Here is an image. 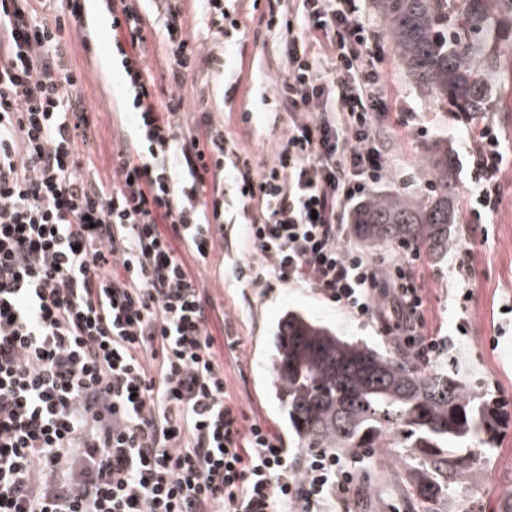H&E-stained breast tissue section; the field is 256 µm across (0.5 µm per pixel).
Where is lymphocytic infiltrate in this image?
I'll use <instances>...</instances> for the list:
<instances>
[{
	"label": "lymphocytic infiltrate",
	"mask_w": 512,
	"mask_h": 512,
	"mask_svg": "<svg viewBox=\"0 0 512 512\" xmlns=\"http://www.w3.org/2000/svg\"><path fill=\"white\" fill-rule=\"evenodd\" d=\"M142 2L112 0L135 133L107 187L82 176L93 125L60 52L80 0H0V512H331L352 471L324 451L294 465L246 422L179 250L207 264L232 180L249 256L239 279L310 289L423 361L453 344L427 331L418 249L373 257L346 243L352 209L390 173L375 33L362 0H301L296 17L269 8L288 131L255 168L211 112L180 123L182 98L155 92ZM154 7L181 79L206 57L183 31V0ZM468 144V221L486 225L505 147L492 122Z\"/></svg>",
	"instance_id": "1"
}]
</instances>
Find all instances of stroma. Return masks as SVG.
I'll list each match as a JSON object with an SVG mask.
<instances>
[{
	"instance_id": "35a3bbf8",
	"label": "stroma",
	"mask_w": 512,
	"mask_h": 512,
	"mask_svg": "<svg viewBox=\"0 0 512 512\" xmlns=\"http://www.w3.org/2000/svg\"><path fill=\"white\" fill-rule=\"evenodd\" d=\"M363 5L376 31L371 49L384 58L391 93L390 115L376 120L385 132L384 146L391 161V176L382 190L415 191L426 145L437 138L447 139L457 159L459 209L452 231L456 248H464L468 244L464 236L465 208L471 187L465 150L467 132L493 120L500 124L506 145L512 147V47L505 52L504 72L491 110L462 120L439 110L411 86L396 61L372 0H364ZM226 8L236 14L242 27L229 31L224 41L217 42L203 23L196 0H187L183 29L204 44L208 60L185 73L181 82H173L163 63L166 45L158 34L148 39L145 49L149 73L157 88L182 96L183 121H190L192 112L200 107H208L223 119L226 137L235 140L250 159L268 162L277 153L288 125V114L278 96L284 77L281 34L266 30L255 20L256 13L267 12L268 0H228ZM111 42V32L103 28L80 32L69 26L62 35L63 59L82 77L84 104L95 125L88 147L93 164L87 176L106 185L112 182L116 141L133 110L120 72L108 71L100 64ZM500 197V209L489 236L476 245L473 296L464 314L469 335L460 347L449 348L444 359L465 376L471 387L498 400L505 417L495 446L482 450L477 461L482 482L453 492L450 506L454 512H500L503 497L512 492V316L500 311L501 306H512V158L500 175ZM236 252L235 230L230 227L207 265H200L187 251L182 258L207 301L209 330L233 401L247 418L259 419L273 428L299 464L305 452L297 448L280 403L270 390L273 365L268 338L284 313L299 311L331 326L337 335L382 349L392 346L394 340L382 335L374 321L353 318L309 289L276 283L254 288L238 281L232 266ZM455 261L452 255L438 260L425 253L418 265L428 301V327L443 336L454 331L463 315L454 297ZM376 459L383 467L382 479L365 486L367 462L353 463L352 489L337 504L336 512H397L403 499L392 449H381Z\"/></svg>"
}]
</instances>
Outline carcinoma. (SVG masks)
<instances>
[{
  "instance_id": "cac0c4a2",
  "label": "carcinoma",
  "mask_w": 512,
  "mask_h": 512,
  "mask_svg": "<svg viewBox=\"0 0 512 512\" xmlns=\"http://www.w3.org/2000/svg\"><path fill=\"white\" fill-rule=\"evenodd\" d=\"M396 60L412 86L459 116L489 111L502 71L500 43L512 37V0H375ZM425 186L375 193L352 227L364 248L411 244L436 258L454 245L457 161L448 140L427 144ZM271 391L300 449L352 461L392 448L399 458L405 512H431L457 484L481 473L466 451L494 445L502 408L446 369H425L400 351L378 350L286 313L273 336Z\"/></svg>"
}]
</instances>
